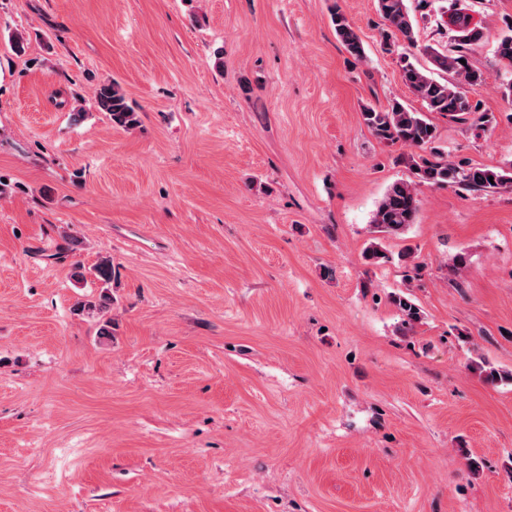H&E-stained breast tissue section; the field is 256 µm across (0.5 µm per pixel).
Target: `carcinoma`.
<instances>
[{"mask_svg": "<svg viewBox=\"0 0 512 512\" xmlns=\"http://www.w3.org/2000/svg\"><path fill=\"white\" fill-rule=\"evenodd\" d=\"M377 8L386 26L382 32L385 51H392L395 46L394 37L397 35L406 40L408 46H415L414 17L407 6V0H377ZM332 22L345 49L355 58L363 59L365 52L362 41L341 9L335 10ZM448 26L455 33L457 50L448 53L424 47L422 52L428 56L432 68L418 66L407 53L399 54L402 82L422 102L425 111H416L396 100L385 108L366 106L361 112L364 124L377 140L387 144L401 143L417 149L407 159L417 181L398 182L386 190L371 217V224L377 233L399 235L414 223L420 205L417 191L419 183L456 185L470 191L512 188V163L494 167L476 165L464 159L450 160L445 152L435 146L437 131L429 118L432 113L463 122L471 117L480 123L492 121L488 114L478 111V105L472 104L460 90L462 84L472 86L482 83L480 71L469 64H462V61L467 59V51L471 46L483 40V28L464 10L452 12L448 17ZM436 71L454 74L457 82L436 79ZM96 104L99 110L109 115L115 127L130 130L138 124V112L113 82L105 83L97 89ZM110 301L111 297L104 293L96 302L77 303L75 311L102 313ZM393 301L405 316L404 327L411 328L420 319L419 309L405 296L398 295ZM470 369L479 372L491 383L512 380L511 372L500 373L485 361L472 363Z\"/></svg>", "mask_w": 512, "mask_h": 512, "instance_id": "1", "label": "carcinoma"}]
</instances>
